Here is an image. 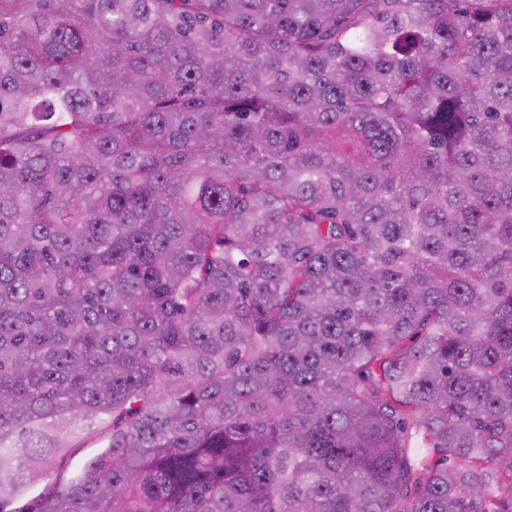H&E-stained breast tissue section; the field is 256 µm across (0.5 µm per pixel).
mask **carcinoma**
Listing matches in <instances>:
<instances>
[{"label": "carcinoma", "instance_id": "cac0c4a2", "mask_svg": "<svg viewBox=\"0 0 512 512\" xmlns=\"http://www.w3.org/2000/svg\"><path fill=\"white\" fill-rule=\"evenodd\" d=\"M46 478L512 512V0H0V512ZM108 429L101 428L95 435L79 440L69 456L57 468L59 479H68L83 463L98 453L106 443Z\"/></svg>", "mask_w": 512, "mask_h": 512}]
</instances>
